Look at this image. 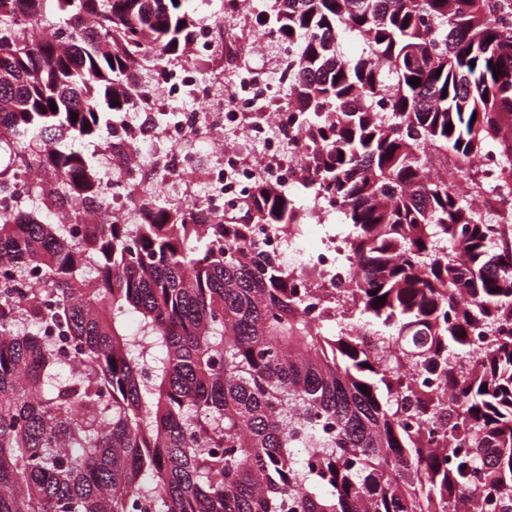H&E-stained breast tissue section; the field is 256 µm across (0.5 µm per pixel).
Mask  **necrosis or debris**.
<instances>
[{
    "mask_svg": "<svg viewBox=\"0 0 512 512\" xmlns=\"http://www.w3.org/2000/svg\"><path fill=\"white\" fill-rule=\"evenodd\" d=\"M286 48L257 21L248 0L220 12L202 8L184 59L176 61L156 85L152 109L131 113L117 135L126 142V160L113 166L101 148L111 204L102 213L85 214L77 232L94 224L138 223L131 183H159L163 193L183 204L220 213L225 199L248 192L257 181L284 189L301 182L298 154L289 149L282 130L288 125V102L277 80ZM503 158L489 150L478 166L488 176L480 207H491L499 224L512 222V198L494 175ZM163 181H156V173ZM264 251L276 254L298 271L314 270L326 286L345 288L352 262L338 236H326L306 251L300 240L258 225Z\"/></svg>",
    "mask_w": 512,
    "mask_h": 512,
    "instance_id": "1",
    "label": "necrosis or debris"
}]
</instances>
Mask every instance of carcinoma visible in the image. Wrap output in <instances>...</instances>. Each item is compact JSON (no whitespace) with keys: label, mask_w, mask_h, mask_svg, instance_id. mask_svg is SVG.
I'll return each instance as SVG.
<instances>
[{"label":"carcinoma","mask_w":512,"mask_h":512,"mask_svg":"<svg viewBox=\"0 0 512 512\" xmlns=\"http://www.w3.org/2000/svg\"><path fill=\"white\" fill-rule=\"evenodd\" d=\"M191 2L0 0V178L43 176L0 213V512H512V223L471 197L492 148L512 180V0L266 4L284 137L357 269L321 326L254 238L311 223L285 189L220 216L143 186L140 223L77 241L56 220L106 207L96 147L182 55Z\"/></svg>","instance_id":"1"}]
</instances>
